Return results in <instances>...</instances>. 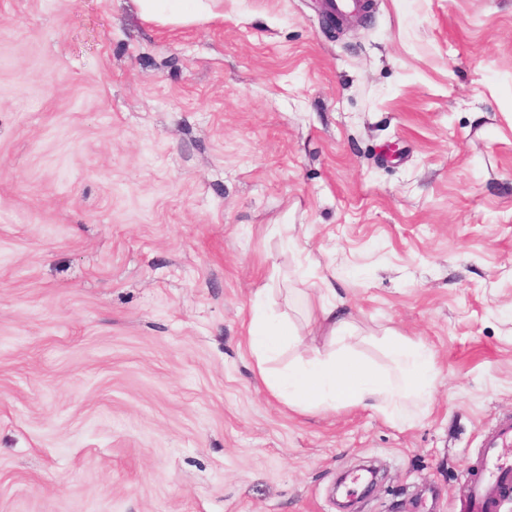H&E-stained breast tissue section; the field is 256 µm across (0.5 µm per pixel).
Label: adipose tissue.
Wrapping results in <instances>:
<instances>
[{
    "mask_svg": "<svg viewBox=\"0 0 512 512\" xmlns=\"http://www.w3.org/2000/svg\"><path fill=\"white\" fill-rule=\"evenodd\" d=\"M329 291V283H322L318 297L308 302L315 330L328 339L329 350L313 348L309 357L285 372L273 368L272 362L276 349L292 339L293 333L289 326L274 324L262 303H254L248 345L261 381L292 410L322 412L369 406L388 418L410 421L414 412L425 408L435 387L432 351L394 335L387 343L389 369L383 371L361 362L342 347L349 321L340 307L324 301Z\"/></svg>",
    "mask_w": 512,
    "mask_h": 512,
    "instance_id": "ef3b65f1",
    "label": "adipose tissue"
}]
</instances>
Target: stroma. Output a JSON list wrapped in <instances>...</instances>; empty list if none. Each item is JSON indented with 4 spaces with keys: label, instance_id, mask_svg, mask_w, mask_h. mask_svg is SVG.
<instances>
[{
    "label": "stroma",
    "instance_id": "35a3bbf8",
    "mask_svg": "<svg viewBox=\"0 0 512 512\" xmlns=\"http://www.w3.org/2000/svg\"><path fill=\"white\" fill-rule=\"evenodd\" d=\"M0 0V512H470L512 418V0ZM430 347L426 410L300 413L256 296ZM301 346V347H302ZM144 14L155 16L160 2H177L178 16L183 19H200L204 13L202 0H138Z\"/></svg>",
    "mask_w": 512,
    "mask_h": 512
}]
</instances>
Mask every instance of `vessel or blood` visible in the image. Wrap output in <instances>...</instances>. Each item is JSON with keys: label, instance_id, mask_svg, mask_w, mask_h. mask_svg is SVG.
Listing matches in <instances>:
<instances>
[{"label": "vessel or blood", "instance_id": "b4317fda", "mask_svg": "<svg viewBox=\"0 0 512 512\" xmlns=\"http://www.w3.org/2000/svg\"><path fill=\"white\" fill-rule=\"evenodd\" d=\"M485 448L483 471L472 485L474 512H492L501 492L512 487V458L506 456L507 450L512 449V423L490 436Z\"/></svg>", "mask_w": 512, "mask_h": 512}]
</instances>
